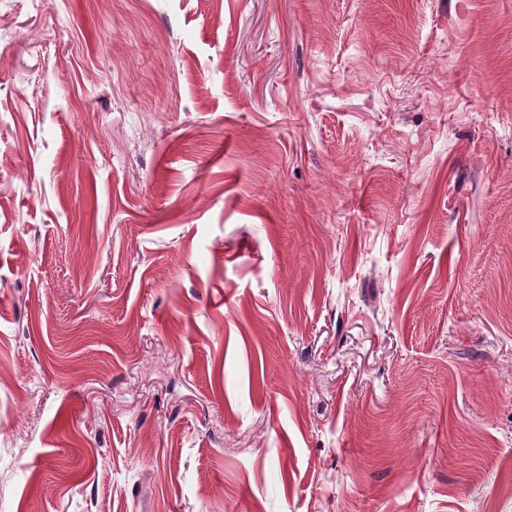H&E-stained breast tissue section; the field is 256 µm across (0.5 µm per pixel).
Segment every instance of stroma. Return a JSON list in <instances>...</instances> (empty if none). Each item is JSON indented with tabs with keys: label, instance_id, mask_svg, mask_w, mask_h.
Masks as SVG:
<instances>
[{
	"label": "stroma",
	"instance_id": "35a3bbf8",
	"mask_svg": "<svg viewBox=\"0 0 512 512\" xmlns=\"http://www.w3.org/2000/svg\"><path fill=\"white\" fill-rule=\"evenodd\" d=\"M0 512H512V0H0Z\"/></svg>",
	"mask_w": 512,
	"mask_h": 512
}]
</instances>
